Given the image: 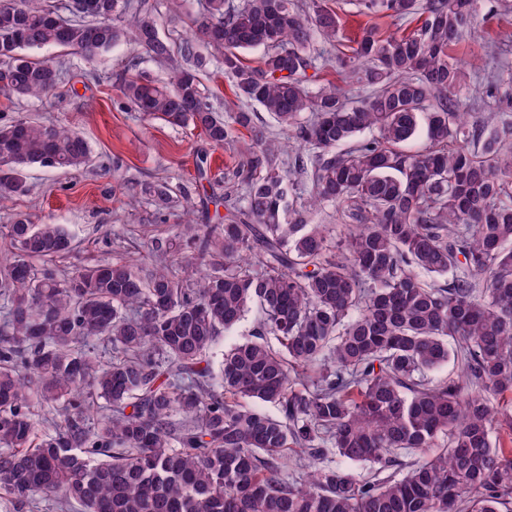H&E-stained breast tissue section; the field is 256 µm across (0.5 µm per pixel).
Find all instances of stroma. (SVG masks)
Returning a JSON list of instances; mask_svg holds the SVG:
<instances>
[{
  "label": "stroma",
  "instance_id": "stroma-1",
  "mask_svg": "<svg viewBox=\"0 0 512 512\" xmlns=\"http://www.w3.org/2000/svg\"><path fill=\"white\" fill-rule=\"evenodd\" d=\"M479 31L452 46L451 53L467 72L488 78L512 73V46L502 47L512 33V13H503L498 0H478ZM133 45L122 42L93 61L57 47L31 51L39 61L65 67L63 82L42 100H9L0 95V120L32 118L72 128L93 151L91 164L64 171L34 166L27 171L29 190L0 200V225L24 215L34 224L65 225L73 238L68 257L52 266L62 275L77 264L118 262L151 267V241L160 225L184 220L182 208L156 211L144 187L165 182L191 190L193 200L208 199V215L194 222L215 223L226 192L236 191L232 169L241 141L212 149L193 127H170L142 121L119 92L120 77ZM208 154V178L195 182L198 154Z\"/></svg>",
  "mask_w": 512,
  "mask_h": 512
}]
</instances>
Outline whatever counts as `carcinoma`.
<instances>
[{"label":"carcinoma","instance_id":"carcinoma-1","mask_svg":"<svg viewBox=\"0 0 512 512\" xmlns=\"http://www.w3.org/2000/svg\"><path fill=\"white\" fill-rule=\"evenodd\" d=\"M101 2L103 17L69 5L65 18L47 0H0V92L38 100L59 84L63 67L31 50L90 61L131 40L169 71L159 85L132 59L120 83L131 110L191 124L214 147L245 131L242 193L224 223L154 239L150 269L104 263L59 277L46 265L72 250L62 225H4L8 512H512V123L461 110L467 73L449 53L476 32L478 0H360L362 15L417 25L363 27L336 55L340 85L308 74L315 38H343L327 0H205L176 48L145 4ZM200 41L220 53L238 101L223 115L200 88ZM256 49L259 64L244 63ZM502 84L488 81L487 96L509 112ZM253 102L298 147L295 168L280 169L288 142ZM423 126L428 144L413 151ZM90 161L64 126L0 124L1 198L28 191L31 165ZM300 187L309 201L297 207ZM145 193L159 211L189 200L167 184ZM327 207L345 224L336 242L312 223ZM254 307L253 339L217 370L201 366ZM450 361L457 375L427 379Z\"/></svg>","mask_w":512,"mask_h":512}]
</instances>
